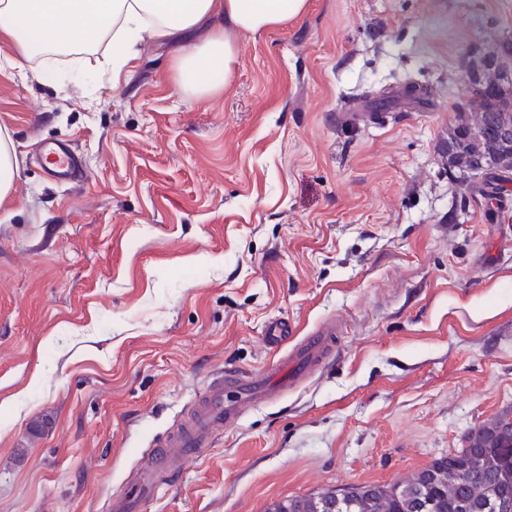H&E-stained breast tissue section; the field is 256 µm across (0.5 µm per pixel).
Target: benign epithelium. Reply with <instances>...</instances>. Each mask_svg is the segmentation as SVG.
Returning <instances> with one entry per match:
<instances>
[{
	"mask_svg": "<svg viewBox=\"0 0 512 512\" xmlns=\"http://www.w3.org/2000/svg\"><path fill=\"white\" fill-rule=\"evenodd\" d=\"M512 58V37L500 38L491 51L474 48L467 54L464 65V77L469 83L475 102V111L492 112V104L499 103L501 111L508 110L512 98L509 90L512 89V67L508 65ZM486 136L492 138L500 145L499 154L493 159V167L512 171V127L506 123H495L486 116L481 123ZM460 164L458 182L469 184L477 178L482 170L473 164L466 163V159L457 160Z\"/></svg>",
	"mask_w": 512,
	"mask_h": 512,
	"instance_id": "1",
	"label": "benign epithelium"
}]
</instances>
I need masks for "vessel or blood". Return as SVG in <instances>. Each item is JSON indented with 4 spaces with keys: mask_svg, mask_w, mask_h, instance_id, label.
<instances>
[{
    "mask_svg": "<svg viewBox=\"0 0 512 512\" xmlns=\"http://www.w3.org/2000/svg\"><path fill=\"white\" fill-rule=\"evenodd\" d=\"M41 161L48 171L66 179L78 171L80 159L71 147L61 145L42 147ZM338 332L336 323L330 322L294 343L287 323L270 322L265 341L281 354L276 364L251 374H217L197 398L193 411L163 438L149 462L130 480L127 492L113 498L112 512H137L139 504L156 497L164 476L174 472L177 462L209 447L224 427L237 423L245 405L296 388L333 352Z\"/></svg>",
    "mask_w": 512,
    "mask_h": 512,
    "instance_id": "vessel-or-blood-1",
    "label": "vessel or blood"
}]
</instances>
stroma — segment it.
Segmentation results:
<instances>
[{"instance_id": "35a3bbf8", "label": "stroma", "mask_w": 512, "mask_h": 512, "mask_svg": "<svg viewBox=\"0 0 512 512\" xmlns=\"http://www.w3.org/2000/svg\"><path fill=\"white\" fill-rule=\"evenodd\" d=\"M512 34V0H309L240 39L229 88L184 92L201 25L13 58L0 130V512H104L213 376L271 364L274 319H334L336 352L187 458L140 512H264L393 483L512 416V180L448 171L463 61ZM409 83L429 98L398 96ZM74 145L77 176L36 159ZM15 155L11 139L0 132V200L15 191Z\"/></svg>"}]
</instances>
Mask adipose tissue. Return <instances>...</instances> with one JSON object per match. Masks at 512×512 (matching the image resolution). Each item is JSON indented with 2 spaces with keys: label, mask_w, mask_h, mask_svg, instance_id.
I'll list each match as a JSON object with an SVG mask.
<instances>
[{
  "label": "adipose tissue",
  "mask_w": 512,
  "mask_h": 512,
  "mask_svg": "<svg viewBox=\"0 0 512 512\" xmlns=\"http://www.w3.org/2000/svg\"><path fill=\"white\" fill-rule=\"evenodd\" d=\"M307 5L308 0H0V35L23 58L71 49L83 33L108 36L117 74L143 33L171 35L212 20L216 27L209 39L178 61L180 87L202 96L214 90L212 72H222L225 84H232L237 36L281 26Z\"/></svg>",
  "instance_id": "obj_1"
}]
</instances>
